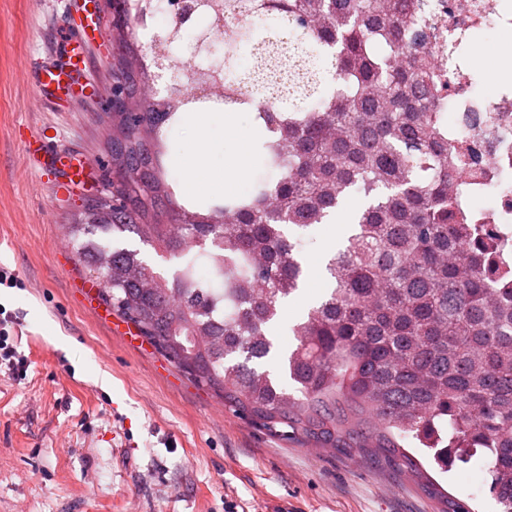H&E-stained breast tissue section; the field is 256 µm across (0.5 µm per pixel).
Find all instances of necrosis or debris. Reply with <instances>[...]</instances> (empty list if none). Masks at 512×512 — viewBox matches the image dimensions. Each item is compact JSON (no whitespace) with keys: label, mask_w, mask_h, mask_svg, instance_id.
I'll list each match as a JSON object with an SVG mask.
<instances>
[{"label":"necrosis or debris","mask_w":512,"mask_h":512,"mask_svg":"<svg viewBox=\"0 0 512 512\" xmlns=\"http://www.w3.org/2000/svg\"><path fill=\"white\" fill-rule=\"evenodd\" d=\"M431 38L428 48L439 55L466 42L486 27L512 28V0H428ZM470 63L449 66L448 145L478 176L464 177L457 202L475 212L488 232L512 229V85L495 96L476 94ZM493 195L494 204L474 210V198Z\"/></svg>","instance_id":"1"}]
</instances>
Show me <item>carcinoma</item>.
Returning a JSON list of instances; mask_svg holds the SVG:
<instances>
[{"label": "carcinoma", "mask_w": 512, "mask_h": 512, "mask_svg": "<svg viewBox=\"0 0 512 512\" xmlns=\"http://www.w3.org/2000/svg\"><path fill=\"white\" fill-rule=\"evenodd\" d=\"M277 2L209 3L224 47L247 39L259 53L243 71L224 56V102L257 104L277 179L204 213L178 204L162 222L155 207L173 191L161 133L183 101L159 112L143 98L112 114V179L140 171L142 183L84 206L75 255L120 318L253 427L387 464L439 512L476 508L422 459L445 471L454 457L474 461L512 512V272L457 211L463 168L448 149L427 0H288L294 36L267 27L250 39L254 20L283 17ZM112 28L132 89L145 74L133 17ZM354 195L362 205L325 264L327 288L283 353L272 328L301 292L307 234ZM127 233L181 260L172 276L120 246Z\"/></svg>", "instance_id": "cac0c4a2"}]
</instances>
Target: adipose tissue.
<instances>
[{"label": "adipose tissue", "mask_w": 512, "mask_h": 512, "mask_svg": "<svg viewBox=\"0 0 512 512\" xmlns=\"http://www.w3.org/2000/svg\"><path fill=\"white\" fill-rule=\"evenodd\" d=\"M248 103L220 109L189 110L181 127L193 130L181 141L178 155L180 187L185 195H224L243 192L256 164V147L268 133L260 122L241 128L238 115L251 111Z\"/></svg>", "instance_id": "obj_1"}]
</instances>
